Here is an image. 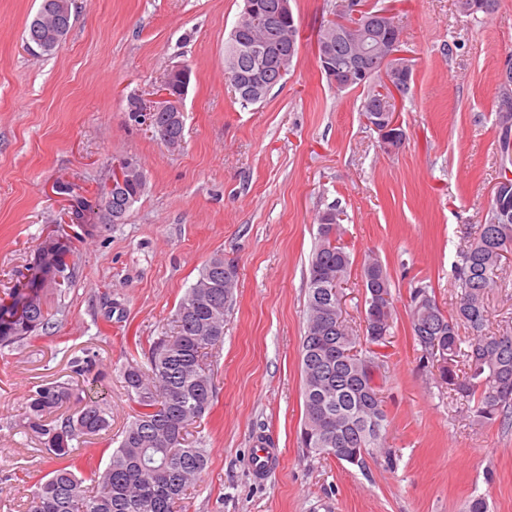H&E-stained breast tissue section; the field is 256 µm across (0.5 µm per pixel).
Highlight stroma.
I'll use <instances>...</instances> for the list:
<instances>
[{"label":"stroma","mask_w":512,"mask_h":512,"mask_svg":"<svg viewBox=\"0 0 512 512\" xmlns=\"http://www.w3.org/2000/svg\"><path fill=\"white\" fill-rule=\"evenodd\" d=\"M298 54L282 85L250 108L235 103L224 45L241 0H74V22L49 54L25 30L39 0H0V299L29 275L41 243L68 233L67 183L95 201L114 163L137 162L144 193L126 223L73 244L71 284L44 287L52 325L0 350V512H26L55 466L18 427L35 386L78 378L112 409V432L134 415L120 369L172 327L177 304L216 253L237 286L224 344L208 362L218 395L190 429L209 450L185 512H464L485 497L512 512V424L480 425L438 372L419 362L408 304L427 287L444 310L460 296L458 253L476 235L499 172L497 84L512 54V0L463 15L457 0H366L403 21L413 79L397 119L404 146L383 151L360 112L363 89L337 90L316 64L332 0H289ZM192 70L185 142L171 149L128 117L151 103L171 66ZM343 213L342 243L392 280L393 327L380 373L388 426L366 468L306 454L300 338L318 216ZM486 304L487 325L512 332V263ZM283 451L263 482L258 440Z\"/></svg>","instance_id":"35a3bbf8"}]
</instances>
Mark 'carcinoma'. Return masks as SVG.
Returning <instances> with one entry per match:
<instances>
[{"mask_svg": "<svg viewBox=\"0 0 512 512\" xmlns=\"http://www.w3.org/2000/svg\"><path fill=\"white\" fill-rule=\"evenodd\" d=\"M263 12L256 19L238 18L239 41L228 40L224 48V71L235 66L244 71L251 60L240 55V46L262 42L269 56L277 55L288 39L299 40V27L266 20L274 14L278 0H259ZM458 8H472L487 16L494 14L498 0H457ZM72 26V0H41L29 24L28 36L43 52L51 53ZM360 39L343 31L333 21L320 27L317 42L327 43L331 65L339 72L365 68L362 81L348 85L365 88L361 112L370 119L395 105L381 93L383 72L391 62L385 54L372 52L370 45L351 46ZM498 140L512 136V96L498 95ZM161 143L184 140L183 117L168 112L150 117ZM144 186L135 185L112 198L98 197L95 205L81 197L74 202L79 214L98 210L102 224L118 215L127 220ZM512 208V184L495 183L484 223L479 233L460 253L455 265L456 285L461 288L453 312L444 311L428 288L413 289L410 295L411 328L422 349L421 360L433 357L437 348L448 359L440 379L465 402L477 423L502 422L512 414V333L486 329V298L501 267L500 250L512 248V222L497 224V209ZM339 212L331 207L319 216L317 237L309 260L307 322L300 343L304 415L300 443L309 454L330 456L342 462L359 457L357 467L383 448L387 415L376 374L382 365L377 348L388 343L393 325V302L386 310L371 313L369 329L362 334L343 321L336 330V289L351 275L353 259L342 244ZM51 237L38 250L33 269L49 260L67 268L71 245L50 254ZM366 294H391V281L382 262L364 260L360 271ZM231 282L224 283V255H213L201 268L196 281L181 299L173 332L158 337L143 351L144 361H131L121 371L125 390L137 411L121 432L107 463L86 476L81 461L89 449L84 439L104 435L112 441V410L85 398L67 382L35 387L28 394L24 415L25 431L41 440L57 460V466L40 480L28 502V512H182L188 489L205 471L207 449L186 439L187 429L201 420L213 406L217 394L214 374L207 366L209 351L224 343V321L233 304ZM29 282L17 288L9 304L0 302V349L14 348L50 327L49 313L42 303H24ZM472 332L468 340L459 327ZM355 354L336 357V347ZM74 406L67 415H56L64 406Z\"/></svg>", "mask_w": 512, "mask_h": 512, "instance_id": "cac0c4a2", "label": "carcinoma"}]
</instances>
